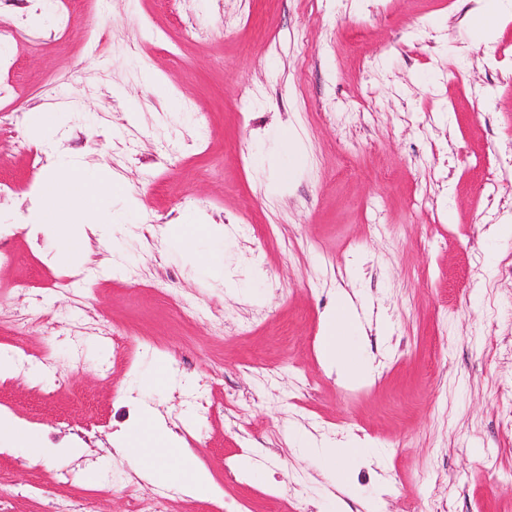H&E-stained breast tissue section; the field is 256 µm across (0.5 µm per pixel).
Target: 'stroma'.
<instances>
[{
  "mask_svg": "<svg viewBox=\"0 0 512 512\" xmlns=\"http://www.w3.org/2000/svg\"><path fill=\"white\" fill-rule=\"evenodd\" d=\"M476 6L0 0L26 28L0 49V414L74 449L0 452L7 512H127L112 436L143 402L221 491L156 481L171 512H328L299 431L375 449L348 512H512V20L480 43ZM35 110L60 117L41 142ZM69 162L122 184L79 268L25 227ZM190 221L223 226V274L183 257ZM340 291L378 325L373 381L321 360Z\"/></svg>",
  "mask_w": 512,
  "mask_h": 512,
  "instance_id": "obj_1",
  "label": "stroma"
}]
</instances>
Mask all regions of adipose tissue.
I'll return each mask as SVG.
<instances>
[{
	"instance_id": "adipose-tissue-1",
	"label": "adipose tissue",
	"mask_w": 512,
	"mask_h": 512,
	"mask_svg": "<svg viewBox=\"0 0 512 512\" xmlns=\"http://www.w3.org/2000/svg\"><path fill=\"white\" fill-rule=\"evenodd\" d=\"M113 190L111 177L83 168L42 177L31 209L32 232H54L60 239L62 259L83 254L90 232L100 229L104 222L101 204ZM362 333L350 305L337 304L323 320L321 351L325 362L358 381L373 375L371 364L362 356ZM120 445L125 458L134 466L152 469L156 477L183 486L194 498L210 499L219 493L209 472L196 467L181 451L176 434L151 406H143L137 425L121 433ZM301 447L329 474L342 476L347 474L348 464L372 454L371 449L359 444L340 452L331 443L307 436L303 437Z\"/></svg>"
}]
</instances>
